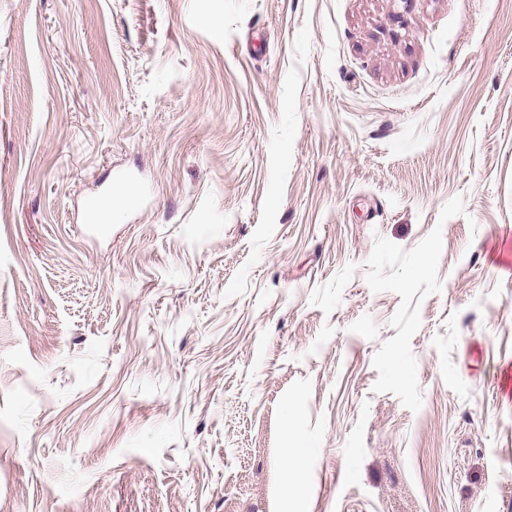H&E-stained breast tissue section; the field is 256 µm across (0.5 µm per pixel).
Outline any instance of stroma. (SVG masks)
I'll return each mask as SVG.
<instances>
[{
	"label": "stroma",
	"mask_w": 512,
	"mask_h": 512,
	"mask_svg": "<svg viewBox=\"0 0 512 512\" xmlns=\"http://www.w3.org/2000/svg\"><path fill=\"white\" fill-rule=\"evenodd\" d=\"M0 512H512V0H0Z\"/></svg>",
	"instance_id": "stroma-1"
}]
</instances>
